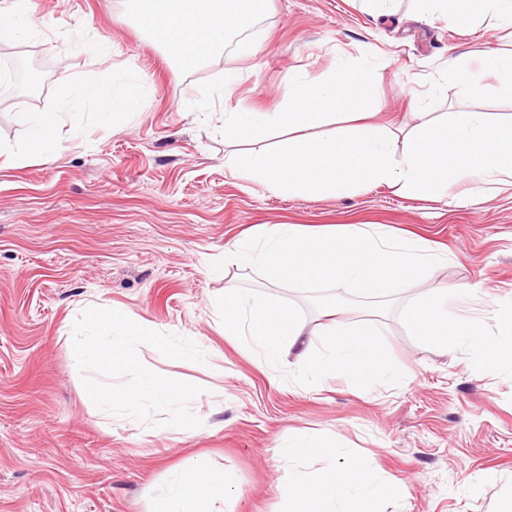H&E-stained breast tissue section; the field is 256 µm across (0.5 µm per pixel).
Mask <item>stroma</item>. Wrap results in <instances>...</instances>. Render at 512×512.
<instances>
[{"instance_id":"stroma-1","label":"stroma","mask_w":512,"mask_h":512,"mask_svg":"<svg viewBox=\"0 0 512 512\" xmlns=\"http://www.w3.org/2000/svg\"><path fill=\"white\" fill-rule=\"evenodd\" d=\"M45 22L14 64L0 59V512H152L175 469L201 461L230 468L237 485L224 512H287L281 489L315 459L284 460L276 445L305 433L357 456L377 476L404 484L377 512H496L512 482V378L475 371L468 356L417 342L398 311L380 338L393 375L369 390L344 373L313 381L283 349L278 371L225 337L227 286L289 304L306 330L325 318L309 293L268 284L256 268L217 273L224 245L263 224H381L447 248L431 282L483 283L471 305L494 325L512 301V191L477 206L413 199L384 186L341 200L280 196L232 176L242 149L224 139L228 112H279L289 82L364 66L378 79L377 120L426 112L512 114V93L489 82L472 98L448 79L450 61L512 51V28L473 30L423 16L415 0H265L242 40L195 68L179 66L142 31L134 0H29ZM111 47L109 56L93 46ZM139 84L133 111L101 124L95 106L60 124L68 149L41 164L13 156L30 116L60 111L69 87L105 93L117 74ZM235 74L225 89L226 74ZM112 307L149 329L191 339L198 363L138 348L154 372L202 387L191 429L163 431L97 408L71 358L75 320Z\"/></svg>"}]
</instances>
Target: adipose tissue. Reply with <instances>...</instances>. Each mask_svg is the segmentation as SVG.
Returning <instances> with one entry per match:
<instances>
[{"mask_svg": "<svg viewBox=\"0 0 512 512\" xmlns=\"http://www.w3.org/2000/svg\"><path fill=\"white\" fill-rule=\"evenodd\" d=\"M420 2L425 14H446L462 29L488 17L512 26V0ZM149 4L148 12L140 16L143 30L182 65H200L223 53L232 31L249 28L253 13L263 7L262 0H149ZM489 74L500 88L511 91L512 55L486 58L476 67H448L449 78L464 96L479 94ZM375 93L372 72L345 67L315 83L296 77L283 111L225 113L226 139L265 141L283 132L289 135L281 147L233 155L232 174L284 196L330 200L376 185L397 188L412 198H441L453 183L465 181L470 185L468 201L476 205L489 186L512 189V116L494 119L485 112H448L434 117L421 112L417 124L399 135L378 124L369 112ZM63 97L75 111L95 104L105 124L137 103L132 87L112 97L96 86L79 85L68 88ZM29 123L27 145L18 161H50L62 148L56 120L39 115ZM306 128L315 129V136L304 137ZM224 333L259 354L270 370L276 369L280 350L288 345L299 350V372L323 377L340 370L361 391L389 372L375 324L354 331L328 324L326 352L314 357L297 310L241 288L224 291ZM278 448L280 456L291 461L313 457L322 462L314 471L289 476L283 488L288 512H374L379 496H404L402 486L377 482L371 460L338 456L335 447L316 437L291 434L280 440ZM235 486L233 469L206 470L190 463L176 473L157 512H222Z\"/></svg>", "mask_w": 512, "mask_h": 512, "instance_id": "obj_1", "label": "adipose tissue"}]
</instances>
